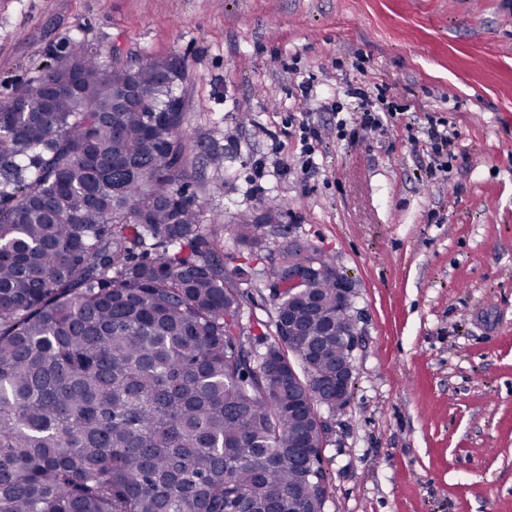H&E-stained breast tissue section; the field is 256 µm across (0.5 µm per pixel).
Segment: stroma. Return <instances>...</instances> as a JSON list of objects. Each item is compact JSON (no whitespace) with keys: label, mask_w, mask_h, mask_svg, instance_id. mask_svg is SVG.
Returning a JSON list of instances; mask_svg holds the SVG:
<instances>
[{"label":"stroma","mask_w":512,"mask_h":512,"mask_svg":"<svg viewBox=\"0 0 512 512\" xmlns=\"http://www.w3.org/2000/svg\"><path fill=\"white\" fill-rule=\"evenodd\" d=\"M76 39L106 62L117 48L130 65H185L203 223L282 202L258 252L224 245L254 334L275 337L288 244L321 248L354 283L325 512H512V0H0V99ZM361 81L399 109L343 140L337 119H357L344 92ZM292 118L321 130L307 172ZM432 126L450 172L429 161Z\"/></svg>","instance_id":"obj_1"}]
</instances>
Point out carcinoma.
Wrapping results in <instances>:
<instances>
[{"instance_id":"1","label":"carcinoma","mask_w":512,"mask_h":512,"mask_svg":"<svg viewBox=\"0 0 512 512\" xmlns=\"http://www.w3.org/2000/svg\"><path fill=\"white\" fill-rule=\"evenodd\" d=\"M69 77L81 92L45 112L0 101V512H324L321 464L288 465V291L260 353L186 194L184 66L76 42L39 83ZM263 228L229 234L256 248ZM304 291L324 375L354 326L336 279Z\"/></svg>"}]
</instances>
